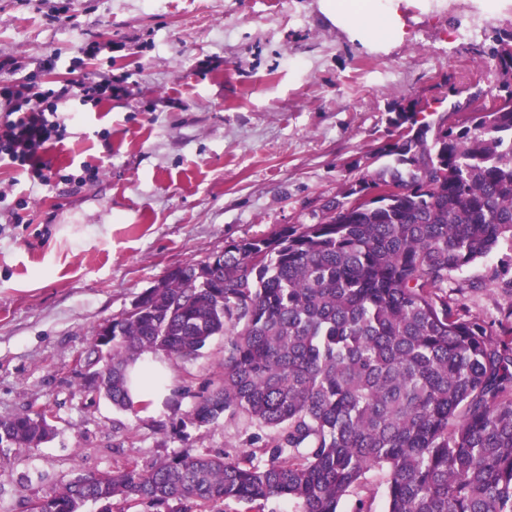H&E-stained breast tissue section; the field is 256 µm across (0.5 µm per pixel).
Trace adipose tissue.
<instances>
[{
	"instance_id": "ef3b65f1",
	"label": "adipose tissue",
	"mask_w": 512,
	"mask_h": 512,
	"mask_svg": "<svg viewBox=\"0 0 512 512\" xmlns=\"http://www.w3.org/2000/svg\"><path fill=\"white\" fill-rule=\"evenodd\" d=\"M320 11L333 25L357 41L373 47L403 42L407 37L404 9L408 0H319ZM135 402L156 400L165 386L159 360L148 357L130 369Z\"/></svg>"
}]
</instances>
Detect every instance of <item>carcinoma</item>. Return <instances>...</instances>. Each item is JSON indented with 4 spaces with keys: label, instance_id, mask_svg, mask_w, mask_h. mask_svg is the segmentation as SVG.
Returning <instances> with one entry per match:
<instances>
[{
    "label": "carcinoma",
    "instance_id": "cac0c4a2",
    "mask_svg": "<svg viewBox=\"0 0 512 512\" xmlns=\"http://www.w3.org/2000/svg\"><path fill=\"white\" fill-rule=\"evenodd\" d=\"M505 83L471 112L431 122L403 108L377 156L315 224L224 245L213 287L193 288L202 263L141 293L140 315L113 321L83 376L135 410L129 365L145 353L192 360L224 336V370L190 423L222 416L257 431L244 457L187 451L97 475L75 472L41 512L89 502H146L199 512L234 502L253 512L278 498L297 512H340L373 469L386 475L384 512H512V336H492L436 295L461 271L512 242V34L495 38ZM382 185L391 196L352 206ZM51 433L48 411L0 418V452Z\"/></svg>",
    "mask_w": 512,
    "mask_h": 512
}]
</instances>
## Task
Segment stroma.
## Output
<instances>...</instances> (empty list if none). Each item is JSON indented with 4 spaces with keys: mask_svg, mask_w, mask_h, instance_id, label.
Masks as SVG:
<instances>
[{
    "mask_svg": "<svg viewBox=\"0 0 512 512\" xmlns=\"http://www.w3.org/2000/svg\"><path fill=\"white\" fill-rule=\"evenodd\" d=\"M418 0L389 51L352 40L318 0H0V86L79 81L101 68L128 92L71 101L66 138L45 156L50 182L0 160V417L47 409L53 436L14 444L0 463V512L58 490L72 471L135 459L247 455L244 421L185 417L224 369V339L200 357L166 356L169 397L121 411L81 387L76 360L96 328L173 266L284 225L317 223L325 204L381 165L391 110L498 89L487 53L512 10ZM56 65H49L50 56ZM97 168L80 192L60 178ZM441 296L495 336L512 328V243L450 273Z\"/></svg>",
    "mask_w": 512,
    "mask_h": 512,
    "instance_id": "obj_1",
    "label": "stroma"
}]
</instances>
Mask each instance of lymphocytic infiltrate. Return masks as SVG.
<instances>
[{
    "label": "lymphocytic infiltrate",
    "instance_id": "1",
    "mask_svg": "<svg viewBox=\"0 0 512 512\" xmlns=\"http://www.w3.org/2000/svg\"><path fill=\"white\" fill-rule=\"evenodd\" d=\"M121 79L111 70H101L77 82L59 88H44L32 93L0 87V159L26 171L32 181L46 182L44 156L50 146L64 140L72 113L66 110L69 100H93L101 95L122 91Z\"/></svg>",
    "mask_w": 512,
    "mask_h": 512
}]
</instances>
